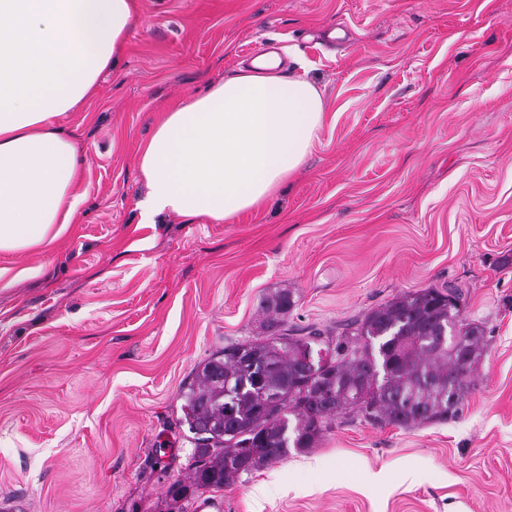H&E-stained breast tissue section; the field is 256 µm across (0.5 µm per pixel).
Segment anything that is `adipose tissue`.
Listing matches in <instances>:
<instances>
[{
	"mask_svg": "<svg viewBox=\"0 0 512 512\" xmlns=\"http://www.w3.org/2000/svg\"><path fill=\"white\" fill-rule=\"evenodd\" d=\"M135 13L136 0H0V256L46 249L74 223L82 169L56 120L96 93ZM278 66L254 60L165 110L135 159L142 223L237 220L303 165L326 107Z\"/></svg>",
	"mask_w": 512,
	"mask_h": 512,
	"instance_id": "obj_1",
	"label": "adipose tissue"
}]
</instances>
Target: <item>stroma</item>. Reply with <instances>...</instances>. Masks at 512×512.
<instances>
[{"label": "stroma", "instance_id": "obj_1", "mask_svg": "<svg viewBox=\"0 0 512 512\" xmlns=\"http://www.w3.org/2000/svg\"><path fill=\"white\" fill-rule=\"evenodd\" d=\"M115 70L57 120L77 222L0 288V512H196L179 390L285 327L337 336L397 296L457 288L487 345L458 419L337 416L317 447L206 512H512V0H136ZM278 47L328 117L300 171L233 223L140 221L134 158L159 112Z\"/></svg>", "mask_w": 512, "mask_h": 512}]
</instances>
